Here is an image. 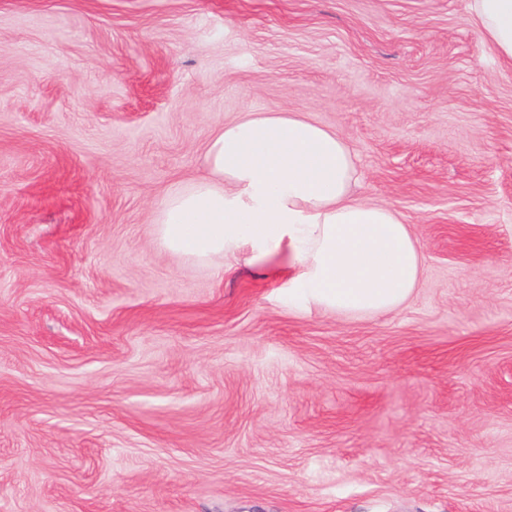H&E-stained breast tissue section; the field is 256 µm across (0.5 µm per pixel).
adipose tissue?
Segmentation results:
<instances>
[{
  "mask_svg": "<svg viewBox=\"0 0 512 512\" xmlns=\"http://www.w3.org/2000/svg\"><path fill=\"white\" fill-rule=\"evenodd\" d=\"M493 50L512 62V0H470ZM204 175L168 193L154 219L171 252L291 269L288 295L339 314L380 315L412 296L422 255L391 209L356 201L351 151L294 112H250L214 133Z\"/></svg>",
  "mask_w": 512,
  "mask_h": 512,
  "instance_id": "ef3b65f1",
  "label": "adipose tissue"
}]
</instances>
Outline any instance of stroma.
Wrapping results in <instances>:
<instances>
[{"label":"stroma","mask_w":512,"mask_h":512,"mask_svg":"<svg viewBox=\"0 0 512 512\" xmlns=\"http://www.w3.org/2000/svg\"><path fill=\"white\" fill-rule=\"evenodd\" d=\"M248 112L341 136L409 302L161 246ZM0 512H512V62L469 0H0Z\"/></svg>","instance_id":"obj_1"}]
</instances>
